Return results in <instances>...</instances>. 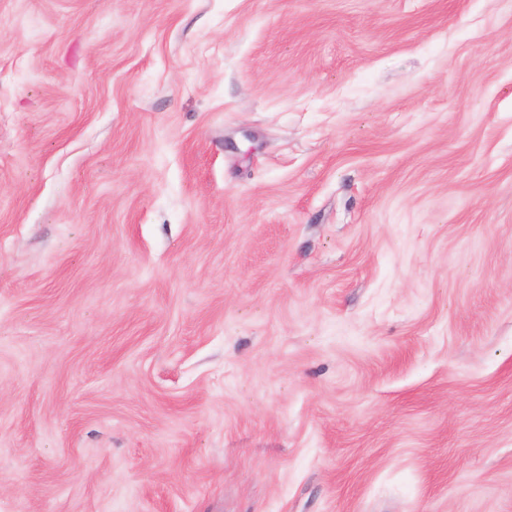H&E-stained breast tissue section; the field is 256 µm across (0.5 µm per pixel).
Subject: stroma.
<instances>
[{
  "label": "stroma",
  "mask_w": 512,
  "mask_h": 512,
  "mask_svg": "<svg viewBox=\"0 0 512 512\" xmlns=\"http://www.w3.org/2000/svg\"><path fill=\"white\" fill-rule=\"evenodd\" d=\"M0 512H512V0H0Z\"/></svg>",
  "instance_id": "stroma-1"
}]
</instances>
